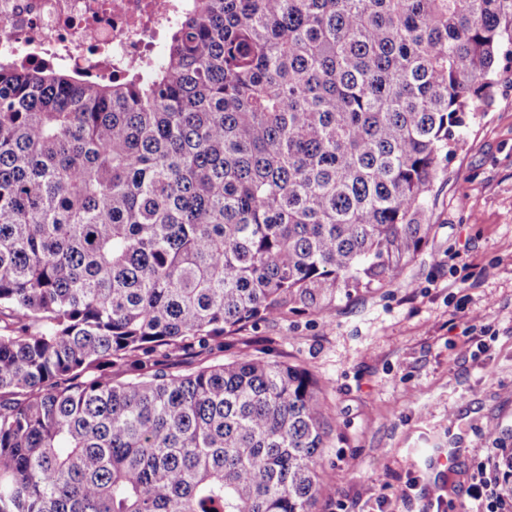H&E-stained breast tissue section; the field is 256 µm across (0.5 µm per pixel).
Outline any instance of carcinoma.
<instances>
[{
  "label": "carcinoma",
  "instance_id": "cac0c4a2",
  "mask_svg": "<svg viewBox=\"0 0 512 512\" xmlns=\"http://www.w3.org/2000/svg\"><path fill=\"white\" fill-rule=\"evenodd\" d=\"M148 78L0 55V512H313L327 413L228 330L392 281L512 0H186Z\"/></svg>",
  "mask_w": 512,
  "mask_h": 512
}]
</instances>
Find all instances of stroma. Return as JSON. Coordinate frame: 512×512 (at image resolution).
<instances>
[{
    "label": "stroma",
    "instance_id": "stroma-1",
    "mask_svg": "<svg viewBox=\"0 0 512 512\" xmlns=\"http://www.w3.org/2000/svg\"><path fill=\"white\" fill-rule=\"evenodd\" d=\"M427 196L432 230L398 278L225 333L307 370L329 415L316 512H468L488 449L512 452V60ZM486 322H478V315ZM451 464H441L444 456Z\"/></svg>",
    "mask_w": 512,
    "mask_h": 512
}]
</instances>
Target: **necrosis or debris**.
Wrapping results in <instances>:
<instances>
[{
  "label": "necrosis or debris",
  "instance_id": "1",
  "mask_svg": "<svg viewBox=\"0 0 512 512\" xmlns=\"http://www.w3.org/2000/svg\"><path fill=\"white\" fill-rule=\"evenodd\" d=\"M183 0H0V52L118 76L152 63Z\"/></svg>",
  "mask_w": 512,
  "mask_h": 512
}]
</instances>
